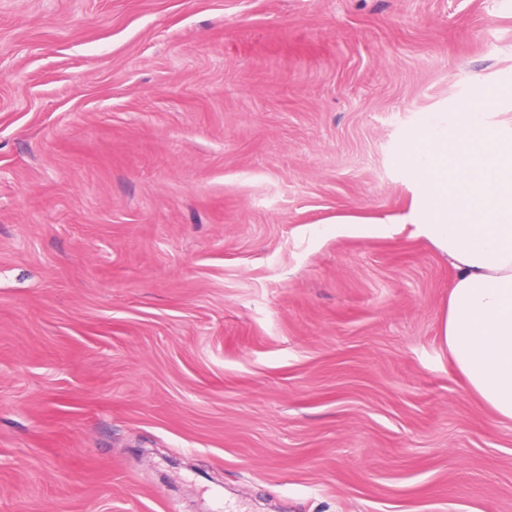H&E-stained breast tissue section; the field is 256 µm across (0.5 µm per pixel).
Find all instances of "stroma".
Here are the masks:
<instances>
[{"label":"stroma","mask_w":512,"mask_h":512,"mask_svg":"<svg viewBox=\"0 0 512 512\" xmlns=\"http://www.w3.org/2000/svg\"><path fill=\"white\" fill-rule=\"evenodd\" d=\"M512 121V0H0V512H512L401 218Z\"/></svg>","instance_id":"obj_1"}]
</instances>
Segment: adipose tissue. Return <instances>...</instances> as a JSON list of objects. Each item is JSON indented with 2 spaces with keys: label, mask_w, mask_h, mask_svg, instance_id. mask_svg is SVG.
<instances>
[{
  "label": "adipose tissue",
  "mask_w": 512,
  "mask_h": 512,
  "mask_svg": "<svg viewBox=\"0 0 512 512\" xmlns=\"http://www.w3.org/2000/svg\"><path fill=\"white\" fill-rule=\"evenodd\" d=\"M448 145V123L427 124L414 157V225L454 272L442 337L456 371L497 416L512 420V126L467 113Z\"/></svg>",
  "instance_id": "adipose-tissue-1"
}]
</instances>
